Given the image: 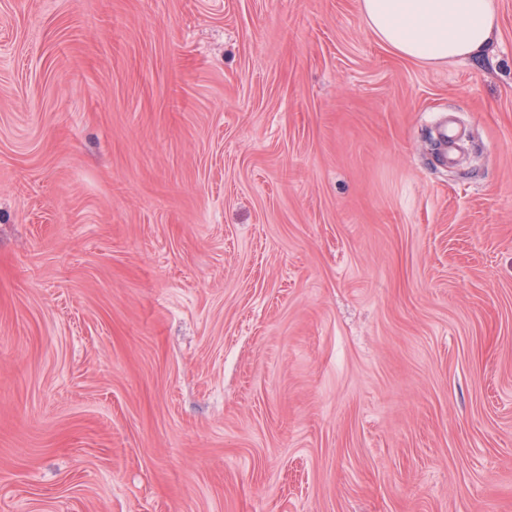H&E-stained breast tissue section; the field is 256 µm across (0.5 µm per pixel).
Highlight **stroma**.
Listing matches in <instances>:
<instances>
[{
  "label": "stroma",
  "instance_id": "obj_1",
  "mask_svg": "<svg viewBox=\"0 0 512 512\" xmlns=\"http://www.w3.org/2000/svg\"><path fill=\"white\" fill-rule=\"evenodd\" d=\"M0 0V512H512V0ZM379 41L394 55L428 64L472 60L498 27L494 0H359Z\"/></svg>",
  "mask_w": 512,
  "mask_h": 512
}]
</instances>
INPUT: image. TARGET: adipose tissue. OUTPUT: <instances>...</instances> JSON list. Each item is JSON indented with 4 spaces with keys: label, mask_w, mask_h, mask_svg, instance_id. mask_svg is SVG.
Masks as SVG:
<instances>
[{
    "label": "adipose tissue",
    "mask_w": 512,
    "mask_h": 512,
    "mask_svg": "<svg viewBox=\"0 0 512 512\" xmlns=\"http://www.w3.org/2000/svg\"><path fill=\"white\" fill-rule=\"evenodd\" d=\"M360 9L389 51L428 64L479 57L498 27L495 0H360Z\"/></svg>",
    "instance_id": "1"
}]
</instances>
